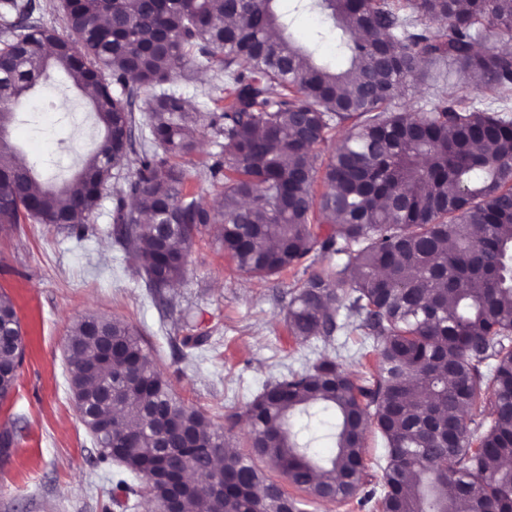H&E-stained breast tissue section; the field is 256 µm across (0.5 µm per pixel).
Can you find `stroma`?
<instances>
[{
	"label": "stroma",
	"instance_id": "obj_1",
	"mask_svg": "<svg viewBox=\"0 0 512 512\" xmlns=\"http://www.w3.org/2000/svg\"><path fill=\"white\" fill-rule=\"evenodd\" d=\"M289 29L316 58L344 67L334 36L324 31L318 12L281 0ZM53 86L39 94L40 107L17 115L8 139L34 162L42 181L71 182L84 155L100 135L89 98L53 73ZM219 63L196 58L176 82L191 111L212 118L224 110L214 88L223 84ZM221 140L206 130L199 151L187 158L188 187L203 202L217 204L224 190L210 168ZM135 161L113 168L84 237L63 225L27 220L0 226V292L16 305L24 336V356L16 388L0 404V430L15 440L0 459V512H151L145 481L123 477L121 466L102 459L84 426L69 388L63 354L74 323L95 314L136 328L173 390L203 412L218 429L232 430L234 448L248 453V403L266 382L302 370L319 357L343 356L353 364L364 333L350 318L332 341L300 339L288 326V302L296 284L325 261L311 253L303 266L258 280L238 271L224 253L220 227L199 226L190 247L191 265L161 297L149 294L128 249L112 233L113 208L132 178ZM189 336L201 345L186 344ZM316 461L334 452L333 410L314 406L290 419ZM126 478L127 488L117 485Z\"/></svg>",
	"mask_w": 512,
	"mask_h": 512
}]
</instances>
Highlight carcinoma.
Instances as JSON below:
<instances>
[{
  "label": "carcinoma",
  "mask_w": 512,
  "mask_h": 512,
  "mask_svg": "<svg viewBox=\"0 0 512 512\" xmlns=\"http://www.w3.org/2000/svg\"><path fill=\"white\" fill-rule=\"evenodd\" d=\"M278 0H62L70 36L35 17V0H0V115L11 124L27 93L63 71L102 129L72 184L37 180L9 144L0 154V224L31 218L80 234L112 168L134 152L135 111L146 113L147 148L113 211L115 240L155 294L183 278L194 231L223 224L224 254L264 279L318 252L344 258L297 285L287 319L302 339L332 340L340 309L360 319L375 369L353 378L336 357L267 383L248 404L250 454L226 452L230 437L172 391L136 329L88 315L67 338L70 389L104 460L146 478L157 507L177 512H300L253 462L324 500L356 497L370 426L385 441L376 512H512V53L478 52L493 32L512 40V0H296L336 30L341 71L315 62L286 35ZM224 67L219 210L186 192L182 161L201 144V113L186 109L175 79L196 56ZM435 68L430 73L428 69ZM469 74L493 92L483 107L435 94L430 108L395 110L422 76L434 86ZM286 94L274 98L269 87ZM143 107L135 108L141 91ZM349 125L315 197L314 146ZM319 213L326 234L316 231ZM350 283V292L338 282ZM21 324L0 293V403L22 361ZM335 410V452L324 464L291 433L297 410ZM490 419L468 421L486 408ZM104 420L112 435L97 433ZM174 464L223 485L179 492L147 477L160 434Z\"/></svg>",
  "instance_id": "1"
}]
</instances>
